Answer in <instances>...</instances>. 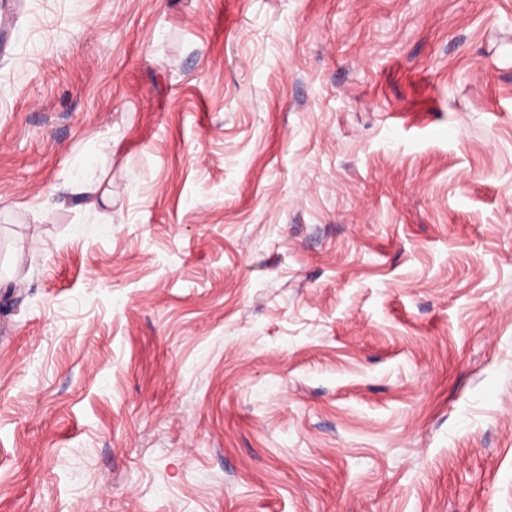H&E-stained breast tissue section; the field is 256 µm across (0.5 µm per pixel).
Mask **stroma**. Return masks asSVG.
<instances>
[{
    "label": "stroma",
    "instance_id": "1",
    "mask_svg": "<svg viewBox=\"0 0 512 512\" xmlns=\"http://www.w3.org/2000/svg\"><path fill=\"white\" fill-rule=\"evenodd\" d=\"M0 36V512H512V0Z\"/></svg>",
    "mask_w": 512,
    "mask_h": 512
}]
</instances>
